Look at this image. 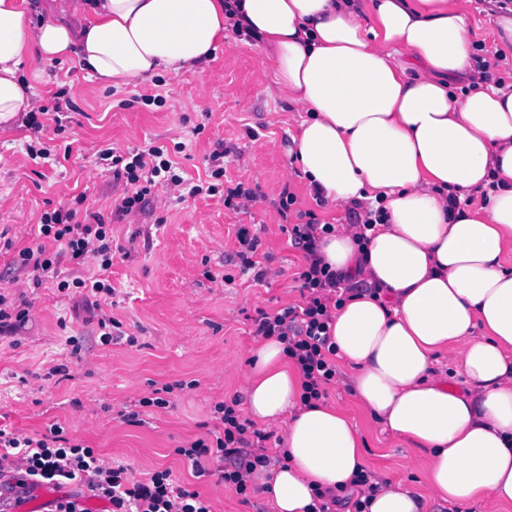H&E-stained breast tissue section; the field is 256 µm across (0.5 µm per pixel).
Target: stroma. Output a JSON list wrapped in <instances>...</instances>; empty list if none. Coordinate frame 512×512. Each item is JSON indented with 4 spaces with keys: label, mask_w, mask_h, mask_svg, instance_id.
<instances>
[{
    "label": "stroma",
    "mask_w": 512,
    "mask_h": 512,
    "mask_svg": "<svg viewBox=\"0 0 512 512\" xmlns=\"http://www.w3.org/2000/svg\"><path fill=\"white\" fill-rule=\"evenodd\" d=\"M22 77L39 105L54 107L56 92L64 91L66 120L63 129L49 122L38 133L18 116L0 124V232L19 250L36 241L43 212L65 203L80 213L99 212L112 226V314L125 337L95 346L79 297L48 284L27 289L30 320L17 346H0V426L38 437L57 422L68 437L127 464L135 475L172 469L213 512H273L262 488L242 498L217 477L196 476L175 450L218 430L212 404L244 399L259 342L253 334L258 310L300 300L296 276L304 259L283 223H298L303 213L321 224L349 221L347 207L315 199L289 155L300 112L273 89L262 51L230 31L201 71L116 89L64 59L25 66ZM35 139L52 158H29L26 145ZM152 142L172 149L187 179L205 177L209 154L223 145V185L243 183L251 197L228 206L220 195L182 199L160 186L148 209L118 218L112 171L97 165L96 154L107 147L124 154ZM286 192L295 203L283 217L278 208ZM80 194L86 201L78 205ZM242 226L259 240L255 259L267 271L264 280L240 271L236 231ZM70 336L80 337L84 353L72 354L65 343ZM58 363L67 365L68 376L47 377ZM174 381L187 387L170 394L169 408L148 410L137 426L121 420L120 410L153 385ZM351 416L366 439L370 473L426 493L417 451L360 411Z\"/></svg>",
    "instance_id": "obj_1"
}]
</instances>
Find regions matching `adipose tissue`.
Here are the masks:
<instances>
[{"label": "adipose tissue", "instance_id": "obj_1", "mask_svg": "<svg viewBox=\"0 0 512 512\" xmlns=\"http://www.w3.org/2000/svg\"><path fill=\"white\" fill-rule=\"evenodd\" d=\"M61 12L36 24L26 0H0V123L33 104L24 64L72 58L119 88L202 69L234 27L304 114L292 141L310 189L385 212L365 245L346 224L320 246L357 285L331 332L352 407L303 404L283 344L254 351L246 411L286 424L266 479L274 512L351 489L367 467L354 408L419 452L430 496L512 506V88L476 67L459 0H68ZM442 355L462 385L436 372ZM425 499L386 485L368 510L424 512Z\"/></svg>", "mask_w": 512, "mask_h": 512}]
</instances>
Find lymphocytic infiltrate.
Masks as SVG:
<instances>
[{
    "instance_id": "f902f5d3",
    "label": "lymphocytic infiltrate",
    "mask_w": 512,
    "mask_h": 512,
    "mask_svg": "<svg viewBox=\"0 0 512 512\" xmlns=\"http://www.w3.org/2000/svg\"><path fill=\"white\" fill-rule=\"evenodd\" d=\"M212 184H187L176 173L166 147L149 145L138 152L120 154L104 148L97 162L112 170V187L118 190L119 215L146 209L154 190L163 185L190 195L217 194V179L224 175V150L209 155ZM71 208H58L40 217L41 241L19 250L11 263L13 281L30 276L31 287L55 284L60 293L80 295L96 321L94 342L111 345L119 321L102 308L115 289L108 280L112 268V227L96 212L77 222ZM330 224L308 220L292 225L288 235L306 261L298 274L302 304L288 305L274 312L258 311L253 320L255 335L280 340L288 357L305 379L303 402L324 397V384L336 376L333 358L336 345L330 337L331 310L340 307L342 278L316 257L320 236L333 232ZM71 264L73 273L62 274V264ZM93 264V276H79L77 268ZM222 431L178 446L177 455L187 460L196 476L216 473L218 480L246 494L252 474L268 466L270 458L259 447L267 433L242 420L235 404L215 402L210 410ZM50 492L43 512H212L199 492L181 486L171 469H155L135 478L129 466L103 457L78 439L68 438L61 424H52L47 435L36 439L0 428V512H15L34 499L36 491Z\"/></svg>"
}]
</instances>
